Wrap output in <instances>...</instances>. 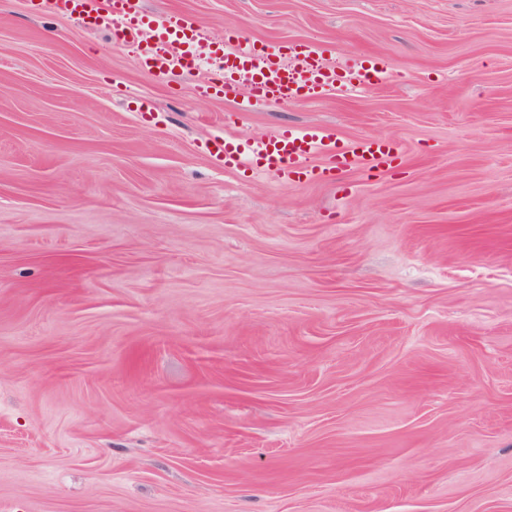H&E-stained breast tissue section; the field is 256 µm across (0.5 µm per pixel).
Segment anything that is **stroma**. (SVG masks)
<instances>
[{
    "mask_svg": "<svg viewBox=\"0 0 512 512\" xmlns=\"http://www.w3.org/2000/svg\"><path fill=\"white\" fill-rule=\"evenodd\" d=\"M390 79L298 102L0 0V512H512V0H142ZM393 144L284 183L208 151ZM391 144L375 138L343 143L337 133L320 125L302 129L288 127L266 139L256 141L252 155L240 150L239 144L224 139L214 141V154H224L225 169H234L246 158L256 162L257 169L273 174L288 182L293 177L300 180L326 179L333 169L360 168L368 172L378 171L392 157ZM321 155L328 158L329 167H316L310 158Z\"/></svg>",
    "mask_w": 512,
    "mask_h": 512,
    "instance_id": "obj_1",
    "label": "stroma"
}]
</instances>
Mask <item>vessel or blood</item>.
Here are the masks:
<instances>
[{
  "label": "vessel or blood",
  "instance_id": "b4317fda",
  "mask_svg": "<svg viewBox=\"0 0 512 512\" xmlns=\"http://www.w3.org/2000/svg\"><path fill=\"white\" fill-rule=\"evenodd\" d=\"M57 4L82 24L91 22L107 27L112 21H120V28L114 31L116 38L136 45L141 66L153 74H171L201 57L213 60L212 72L219 78L214 89L224 95L236 93L243 86L258 102L297 101L335 85L341 78L352 84L372 85L386 82L391 76L384 63H357L342 75L328 71L320 64L317 52L310 48L299 51L295 64L273 46H246L230 51L224 43L210 41L192 22L174 27L158 22L146 14L140 0H57ZM213 151L223 156L228 169L237 168L249 157L255 160L258 169L278 179L288 181L297 177L311 181L329 178L335 169L379 170L391 158L393 147L375 138L344 143L326 127L311 125L283 129L256 141L247 153L229 140L214 141ZM317 155L328 158V166L311 165V157Z\"/></svg>",
  "mask_w": 512,
  "mask_h": 512
}]
</instances>
